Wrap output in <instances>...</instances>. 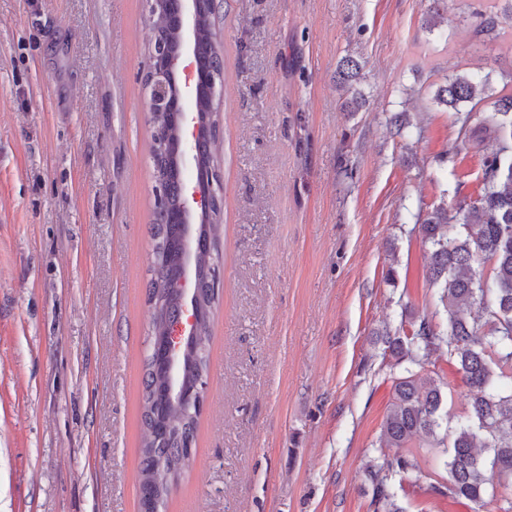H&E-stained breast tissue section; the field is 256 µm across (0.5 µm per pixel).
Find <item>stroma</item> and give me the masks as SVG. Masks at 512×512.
Returning <instances> with one entry per match:
<instances>
[{"label": "stroma", "mask_w": 512, "mask_h": 512, "mask_svg": "<svg viewBox=\"0 0 512 512\" xmlns=\"http://www.w3.org/2000/svg\"><path fill=\"white\" fill-rule=\"evenodd\" d=\"M224 0L217 300L193 462L166 512H374L392 391L378 333L446 322L418 215L476 196L445 80L512 94L501 0ZM498 16L489 35L480 16ZM146 0H0V512H139L153 310ZM359 56L365 109L336 66ZM406 113L396 135L387 119ZM449 425L468 391L447 356ZM405 512H473L395 478Z\"/></svg>", "instance_id": "35a3bbf8"}]
</instances>
